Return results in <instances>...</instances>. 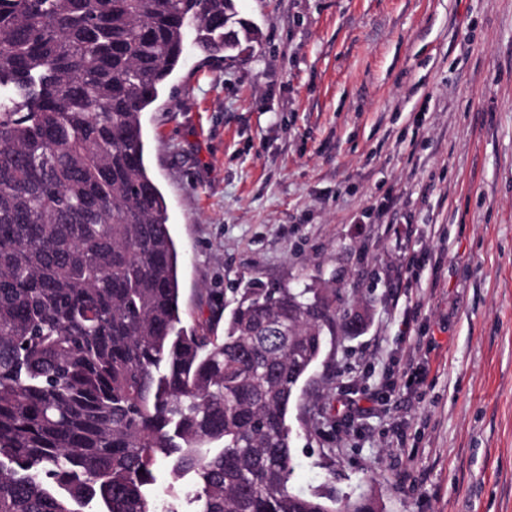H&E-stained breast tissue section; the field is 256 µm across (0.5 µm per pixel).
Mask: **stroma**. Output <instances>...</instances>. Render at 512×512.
<instances>
[{
    "label": "stroma",
    "instance_id": "obj_1",
    "mask_svg": "<svg viewBox=\"0 0 512 512\" xmlns=\"http://www.w3.org/2000/svg\"><path fill=\"white\" fill-rule=\"evenodd\" d=\"M236 4L261 41L188 45L142 116L185 325L253 281L335 286L370 320L299 383L295 488L512 512V0Z\"/></svg>",
    "mask_w": 512,
    "mask_h": 512
}]
</instances>
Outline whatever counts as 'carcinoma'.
Masks as SVG:
<instances>
[{
  "instance_id": "cac0c4a2",
  "label": "carcinoma",
  "mask_w": 512,
  "mask_h": 512,
  "mask_svg": "<svg viewBox=\"0 0 512 512\" xmlns=\"http://www.w3.org/2000/svg\"><path fill=\"white\" fill-rule=\"evenodd\" d=\"M189 29L259 39L235 0H0V512H158L159 458L196 475L194 512H377L292 484L288 411L336 289L254 282L224 335L182 325L141 116Z\"/></svg>"
}]
</instances>
